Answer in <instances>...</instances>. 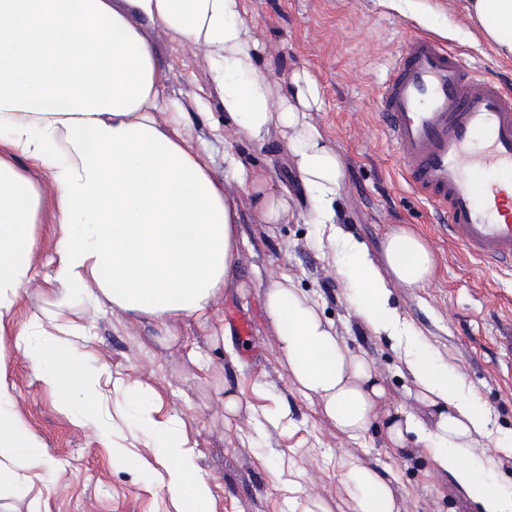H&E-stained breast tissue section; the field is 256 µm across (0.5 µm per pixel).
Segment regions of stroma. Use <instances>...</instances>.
Returning <instances> with one entry per match:
<instances>
[{"label": "stroma", "instance_id": "35a3bbf8", "mask_svg": "<svg viewBox=\"0 0 512 512\" xmlns=\"http://www.w3.org/2000/svg\"><path fill=\"white\" fill-rule=\"evenodd\" d=\"M469 0H245L252 39L264 49L263 63L278 88L290 75L308 71L317 81L322 107L311 113L344 160L346 183L337 202V222L379 253L387 232L404 226L421 235L436 262L434 278L420 288L395 287L392 300L414 334L417 348L463 375L478 405L491 412V433L477 444V457L495 460L494 477L512 491V456L499 452L512 438V272L470 260L434 222L430 205L407 185L395 148L377 123L380 87L404 42L429 35L494 77L512 78V58L497 54L468 19ZM149 36L163 67L166 93L190 109L191 143L206 147L216 177L239 202L242 244L236 272L208 319L179 318L161 326L143 317L116 314L102 303L86 348L127 383L156 392L157 415L180 417L192 445V463L210 482L213 512H291L288 487L335 505L344 496L339 456L386 466L396 476L400 512H479L447 475L434 471L416 441L406 449L385 447L381 428L358 440L341 437L316 398L300 395L283 361L274 326L263 314L267 288L290 278L294 287L330 316L350 348L371 357L385 381L391 409L420 410L408 391L405 363L390 341L374 336L345 298V278L317 244L306 218L307 200L278 130L251 143L233 132L213 138L220 112L192 107L210 77L202 54L178 44L161 26ZM232 155L269 185L288 192V215L267 223L245 188L229 180ZM58 235L50 212L36 227L39 261L34 287L22 291L12 318L23 328L31 312L52 309L42 281L56 256ZM246 318L240 337L233 316ZM8 357V381L17 412L39 438L43 464L31 470V496L41 512H176L163 482L148 470L112 454L90 427L76 423L81 400L62 408L36 377L11 337L0 339ZM237 394V414L224 400ZM287 422H279L280 411Z\"/></svg>", "mask_w": 512, "mask_h": 512}]
</instances>
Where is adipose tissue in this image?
Listing matches in <instances>:
<instances>
[{
  "instance_id": "obj_1",
  "label": "adipose tissue",
  "mask_w": 512,
  "mask_h": 512,
  "mask_svg": "<svg viewBox=\"0 0 512 512\" xmlns=\"http://www.w3.org/2000/svg\"><path fill=\"white\" fill-rule=\"evenodd\" d=\"M0 0V337L31 283L34 227L51 207L60 236L49 282L52 312H35L13 334L17 351L63 406L81 397L79 425L111 440L110 397L138 403V421L160 449L162 481L177 512H211L209 483L189 464L183 421L158 419L150 398L122 380L101 385L104 369L79 346L86 322L70 318L74 300L96 310L108 300L117 314L161 325L199 318L222 296L239 246V209L211 170L205 151L189 145L187 109L167 98L168 73L142 29L160 24L200 50L210 72L206 93L226 122L214 125L256 144L280 129L309 200L318 239L343 241L338 262L348 299L366 326L390 340L408 328L391 305L395 286L419 287L435 273L424 239L399 227L386 233L382 256L346 235L336 220L344 163L309 115L322 105L309 72L294 73L275 95L260 63L263 49L245 21V0ZM468 16L499 55L512 58V0H470ZM250 187L266 222L288 214L284 194L228 158ZM292 383L316 396L337 431L350 439L383 419L384 439L403 447L415 436L436 472L449 475L481 512H512V492L482 479L492 459L474 448L490 432L491 413L465 392L461 375L406 352L410 388L432 407V420L385 407L386 391L370 358L351 350L322 318L315 301L290 285L265 293ZM71 341L59 348L57 333ZM7 362L0 352V489L27 497L25 472L40 466L37 436L9 409ZM345 497L339 512H400L395 475L386 467L339 458Z\"/></svg>"
}]
</instances>
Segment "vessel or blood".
Here are the masks:
<instances>
[{
    "label": "vessel or blood",
    "mask_w": 512,
    "mask_h": 512,
    "mask_svg": "<svg viewBox=\"0 0 512 512\" xmlns=\"http://www.w3.org/2000/svg\"><path fill=\"white\" fill-rule=\"evenodd\" d=\"M377 117L407 184L449 237L480 262L512 268V86L416 35L391 64Z\"/></svg>",
    "instance_id": "b4317fda"
}]
</instances>
